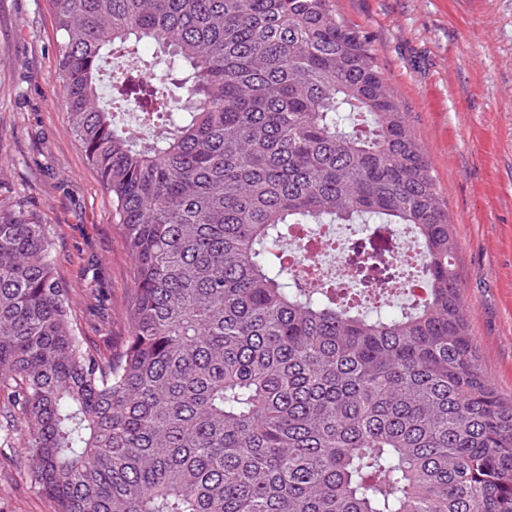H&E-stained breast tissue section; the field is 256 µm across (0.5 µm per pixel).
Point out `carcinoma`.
I'll return each instance as SVG.
<instances>
[{
    "mask_svg": "<svg viewBox=\"0 0 512 512\" xmlns=\"http://www.w3.org/2000/svg\"><path fill=\"white\" fill-rule=\"evenodd\" d=\"M333 0H52L63 102L135 278L122 349L85 345L54 231L0 211V406L53 512H512V400L480 367L425 149ZM148 38L171 50L153 67ZM120 54L136 70L99 72ZM133 108L148 134L121 126ZM414 234L339 296L294 224Z\"/></svg>",
    "mask_w": 512,
    "mask_h": 512,
    "instance_id": "1",
    "label": "carcinoma"
}]
</instances>
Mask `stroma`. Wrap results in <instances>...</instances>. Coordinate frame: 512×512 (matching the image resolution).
<instances>
[{"instance_id":"1","label":"stroma","mask_w":512,"mask_h":512,"mask_svg":"<svg viewBox=\"0 0 512 512\" xmlns=\"http://www.w3.org/2000/svg\"><path fill=\"white\" fill-rule=\"evenodd\" d=\"M370 38L453 220L454 268L484 373L512 399V0H334ZM50 0H0V209L52 225L85 342L118 352L134 266L61 102ZM0 512H51L23 448Z\"/></svg>"}]
</instances>
